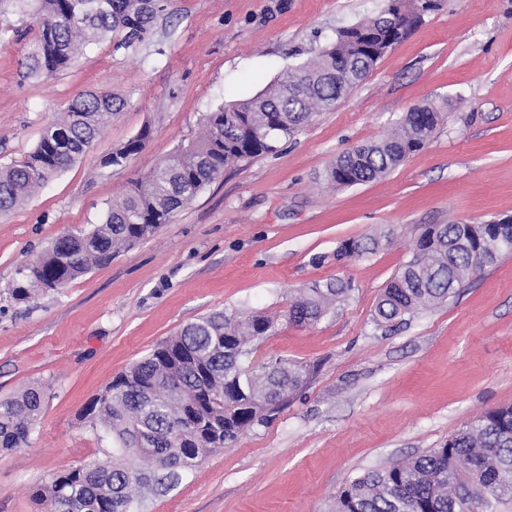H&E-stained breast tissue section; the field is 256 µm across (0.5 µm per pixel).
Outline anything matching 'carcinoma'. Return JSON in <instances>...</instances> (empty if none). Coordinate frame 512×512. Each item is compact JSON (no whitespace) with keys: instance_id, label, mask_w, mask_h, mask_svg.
Returning a JSON list of instances; mask_svg holds the SVG:
<instances>
[{"instance_id":"carcinoma-1","label":"carcinoma","mask_w":512,"mask_h":512,"mask_svg":"<svg viewBox=\"0 0 512 512\" xmlns=\"http://www.w3.org/2000/svg\"><path fill=\"white\" fill-rule=\"evenodd\" d=\"M393 2L402 14L396 26L374 16L343 29L309 63L285 70L249 99L208 113L198 139L110 201L100 223L57 239L25 264L13 299L28 302L66 287L168 223L225 167L277 152L281 139L360 84L420 18L415 0ZM161 10V0H40L26 74L42 78L63 71L82 46L108 35L117 37L115 48H132L145 40ZM124 107L123 99L106 92L73 98L32 152L0 167V212L23 204L69 168ZM442 120L431 104L411 109L386 138L338 155L325 179L352 186L386 176L423 149ZM150 135V127H143L101 166H123ZM392 235L389 229L379 237L345 240L336 258L366 257L381 241L392 242ZM511 251L512 220L427 225L411 259L383 289L374 322H401L448 300L471 274ZM352 290L340 279L301 288L288 319L317 322ZM276 325V317L262 311H219L186 324L86 404L82 417L107 446L98 460L65 470L40 488L39 501L48 512H136L159 492L163 477H179L264 422L273 401L288 399L306 373L302 363L283 358L247 363L253 346L274 335ZM45 400L38 387L0 399L1 449L26 444ZM506 501H512V405L485 412L424 455L349 480L336 497V512H497Z\"/></svg>"}]
</instances>
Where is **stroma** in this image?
<instances>
[{"label": "stroma", "mask_w": 512, "mask_h": 512, "mask_svg": "<svg viewBox=\"0 0 512 512\" xmlns=\"http://www.w3.org/2000/svg\"><path fill=\"white\" fill-rule=\"evenodd\" d=\"M386 0H165L136 50L105 39L32 79V7L0 0V166L23 158L68 102L109 91L125 108L90 150L24 206L0 214V398L43 386L27 445L0 453V512H45L35 496L98 457L87 402L185 324L214 311L280 314L252 363L306 364L270 420L188 472L141 512H333L351 478L425 454L487 410L512 405V253L437 306L388 329L372 315L427 224L512 218V0H440L368 77L276 153L228 166L153 236L30 302L17 270L67 232L98 224L113 197L197 138L203 118L250 98ZM441 105L431 141L385 178L339 188L324 174L404 112ZM152 135L121 167L103 156ZM393 230V244L340 261L342 241ZM351 281L311 325L284 315L296 289Z\"/></svg>", "instance_id": "stroma-1"}]
</instances>
